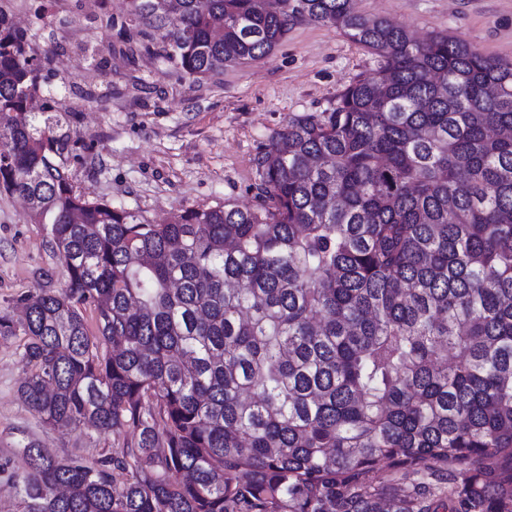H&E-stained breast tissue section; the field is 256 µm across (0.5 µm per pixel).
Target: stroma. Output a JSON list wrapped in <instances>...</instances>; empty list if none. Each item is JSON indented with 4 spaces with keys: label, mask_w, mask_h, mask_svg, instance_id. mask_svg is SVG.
<instances>
[{
    "label": "stroma",
    "mask_w": 512,
    "mask_h": 512,
    "mask_svg": "<svg viewBox=\"0 0 512 512\" xmlns=\"http://www.w3.org/2000/svg\"><path fill=\"white\" fill-rule=\"evenodd\" d=\"M356 12L385 17L416 36L458 37L485 55L512 61V0H354ZM85 11L20 24L49 60L42 99L65 104L61 129L75 141L70 161L76 191L161 222L189 207L255 202L254 159L292 115L328 112L354 80L373 76L380 59L333 27L302 21L263 60L225 68L196 82L118 29L91 25ZM112 45L104 74L79 42ZM68 272L55 256L46 225L32 223L20 198L0 193V310L16 311L20 295L64 288ZM24 335L0 339V512H16L9 477L27 470L20 451L34 441L58 455L92 463L124 439L72 426L49 427L22 402L27 369Z\"/></svg>",
    "instance_id": "obj_1"
}]
</instances>
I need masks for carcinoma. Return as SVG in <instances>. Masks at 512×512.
<instances>
[{"mask_svg": "<svg viewBox=\"0 0 512 512\" xmlns=\"http://www.w3.org/2000/svg\"><path fill=\"white\" fill-rule=\"evenodd\" d=\"M13 2L0 190L69 276L17 299L19 396L47 426L133 435L92 465L26 444L21 512H430L379 461L459 465L455 512H512V61L352 0H130L122 25L196 81L302 20L381 59L268 137L256 203L155 224L74 189L70 137L30 111L45 54Z\"/></svg>", "mask_w": 512, "mask_h": 512, "instance_id": "1", "label": "carcinoma"}]
</instances>
